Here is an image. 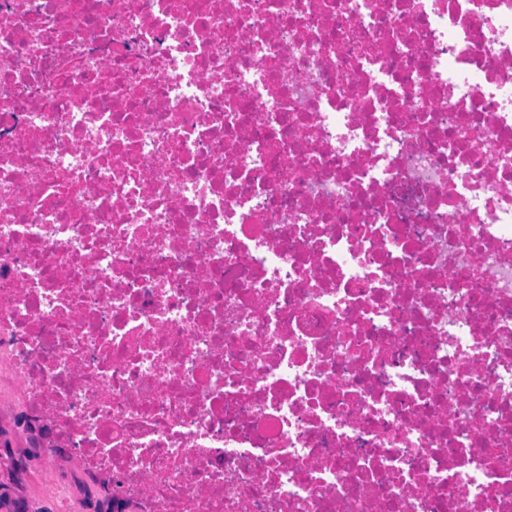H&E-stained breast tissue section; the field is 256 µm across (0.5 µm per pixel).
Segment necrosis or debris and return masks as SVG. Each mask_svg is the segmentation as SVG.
Instances as JSON below:
<instances>
[{"label":"necrosis or debris","mask_w":512,"mask_h":512,"mask_svg":"<svg viewBox=\"0 0 512 512\" xmlns=\"http://www.w3.org/2000/svg\"><path fill=\"white\" fill-rule=\"evenodd\" d=\"M0 351L115 512H512V0H0Z\"/></svg>","instance_id":"1"}]
</instances>
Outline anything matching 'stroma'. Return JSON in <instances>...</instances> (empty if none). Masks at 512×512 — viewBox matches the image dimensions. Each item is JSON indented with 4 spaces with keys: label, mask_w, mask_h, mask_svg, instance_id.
<instances>
[{
    "label": "stroma",
    "mask_w": 512,
    "mask_h": 512,
    "mask_svg": "<svg viewBox=\"0 0 512 512\" xmlns=\"http://www.w3.org/2000/svg\"><path fill=\"white\" fill-rule=\"evenodd\" d=\"M16 392L0 395V512H112L78 457L33 444Z\"/></svg>",
    "instance_id": "stroma-1"
}]
</instances>
